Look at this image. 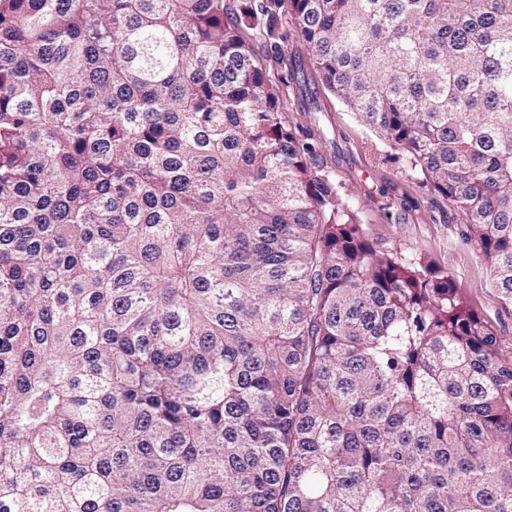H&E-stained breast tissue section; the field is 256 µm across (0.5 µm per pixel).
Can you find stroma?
I'll return each instance as SVG.
<instances>
[{
  "label": "stroma",
  "instance_id": "stroma-1",
  "mask_svg": "<svg viewBox=\"0 0 512 512\" xmlns=\"http://www.w3.org/2000/svg\"><path fill=\"white\" fill-rule=\"evenodd\" d=\"M246 37L270 78L286 86L283 121L315 134L319 155L343 186L344 199L357 212L367 238L404 260L447 270L464 302L503 345H511L512 307L495 300L489 269L477 246L464 240L458 214L418 184L405 161L314 79L306 50L282 42V50L298 60L291 70L277 60L262 32L250 30Z\"/></svg>",
  "mask_w": 512,
  "mask_h": 512
}]
</instances>
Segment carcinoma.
I'll use <instances>...</instances> for the list:
<instances>
[{
    "label": "carcinoma",
    "instance_id": "carcinoma-1",
    "mask_svg": "<svg viewBox=\"0 0 512 512\" xmlns=\"http://www.w3.org/2000/svg\"><path fill=\"white\" fill-rule=\"evenodd\" d=\"M284 15L512 306V0H0V512H512V351L282 121Z\"/></svg>",
    "mask_w": 512,
    "mask_h": 512
}]
</instances>
